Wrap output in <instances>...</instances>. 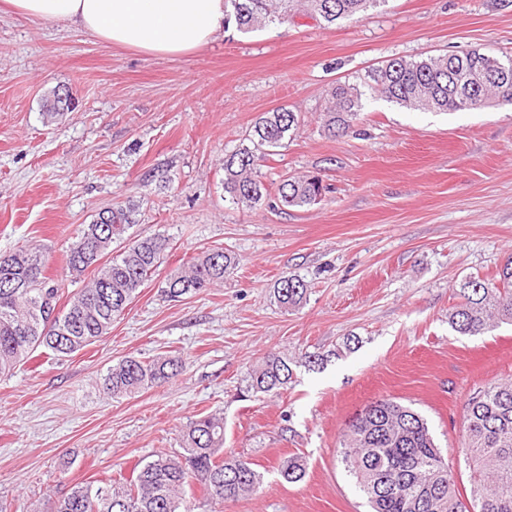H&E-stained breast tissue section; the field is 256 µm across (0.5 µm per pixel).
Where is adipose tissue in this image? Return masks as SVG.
Wrapping results in <instances>:
<instances>
[{"label":"adipose tissue","instance_id":"1","mask_svg":"<svg viewBox=\"0 0 512 512\" xmlns=\"http://www.w3.org/2000/svg\"><path fill=\"white\" fill-rule=\"evenodd\" d=\"M10 11L155 56L187 54L224 31L225 0H5Z\"/></svg>","mask_w":512,"mask_h":512}]
</instances>
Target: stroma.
Here are the masks:
<instances>
[{"mask_svg": "<svg viewBox=\"0 0 512 512\" xmlns=\"http://www.w3.org/2000/svg\"><path fill=\"white\" fill-rule=\"evenodd\" d=\"M471 49L512 56V0H386L330 28L300 13L167 57L1 11L0 254L41 245L47 276L75 288L66 253L78 230L127 201L135 233H165L171 247L100 342L0 379V512L131 478L208 413L223 415L225 451L262 474L263 490L221 507L196 490L194 512H368L339 441L383 397L427 420L468 486L463 406L512 379V325L463 336L448 308L461 282L512 254V104L448 114L376 96L353 132L330 135L323 119L333 85L385 60ZM65 90L71 106L47 122L45 97ZM278 108L301 125L261 166L264 181L314 174L331 193L288 210L272 195L251 209L225 202V153ZM217 247L238 259L222 286L161 297L164 274ZM286 274L309 286L292 311L273 298ZM272 351L288 357L287 390L246 392ZM309 353L323 364L307 366ZM159 355L183 359L175 381L103 396L109 366ZM294 453L307 473L289 483L278 469Z\"/></svg>", "mask_w": 512, "mask_h": 512, "instance_id": "stroma-1", "label": "stroma"}]
</instances>
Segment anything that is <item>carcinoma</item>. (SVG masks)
<instances>
[{
	"instance_id": "carcinoma-1",
	"label": "carcinoma",
	"mask_w": 512,
	"mask_h": 512,
	"mask_svg": "<svg viewBox=\"0 0 512 512\" xmlns=\"http://www.w3.org/2000/svg\"><path fill=\"white\" fill-rule=\"evenodd\" d=\"M228 17L242 33L283 22L304 8L328 25L365 14L385 0H228ZM500 59L469 50L419 61L401 57L366 71L358 83H338L331 91L325 127L347 133L364 108L366 91L402 107L430 112L485 109L495 99L512 104V71L487 81L475 97L458 86L473 75L490 72ZM300 126L295 112L276 109L256 119L249 144L224 154V198L252 208L268 195L258 178L269 149L277 148ZM330 192L318 175L283 178L276 196L285 208L317 204ZM108 222L83 225L66 254L69 270L92 278L70 295L45 274L40 245L0 255V376H7L40 351L57 360L99 342L112 322L153 277L170 249V238L154 234L128 240L136 223L135 209L117 205L104 211ZM234 255L212 249L188 266L171 271L161 292L168 299L192 295L224 283L236 267ZM464 302L448 308V324L464 336L485 333L495 324L512 325V255L490 278L471 277L461 286ZM307 283L296 275L280 277L274 296L286 309L306 300ZM182 370L176 356L153 359L125 357L103 378L106 398L128 396L166 384ZM288 358L270 352L248 373L246 391L276 393L288 384ZM458 451L470 470L469 494L461 493L442 448L427 422L410 406L379 398L368 411H358L340 440V460L365 495L371 512H512V381L474 390L463 408V435ZM306 458L283 459L280 474L288 483L301 481ZM206 500L222 504L256 494L263 476L251 463L224 452V417L189 420L180 435V450L160 449L134 478L75 483L58 497L48 496L31 512H193L186 495L193 487Z\"/></svg>"
}]
</instances>
